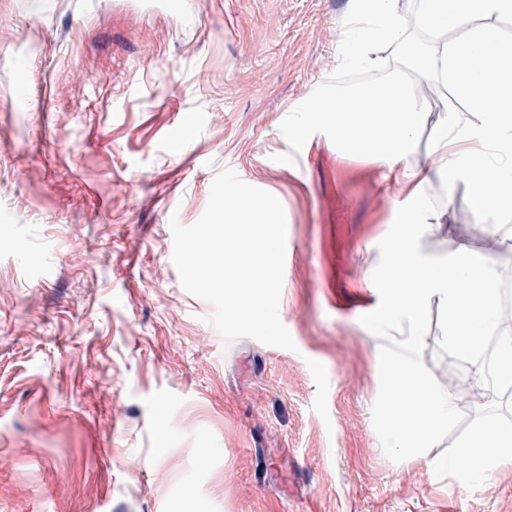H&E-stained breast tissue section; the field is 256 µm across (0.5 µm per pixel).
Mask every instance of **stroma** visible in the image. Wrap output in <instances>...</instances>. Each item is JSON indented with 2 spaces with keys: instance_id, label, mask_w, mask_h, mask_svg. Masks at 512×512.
Masks as SVG:
<instances>
[{
  "instance_id": "35a3bbf8",
  "label": "stroma",
  "mask_w": 512,
  "mask_h": 512,
  "mask_svg": "<svg viewBox=\"0 0 512 512\" xmlns=\"http://www.w3.org/2000/svg\"><path fill=\"white\" fill-rule=\"evenodd\" d=\"M349 0H0V512H512V464L452 468L512 401L460 402L405 462L382 447L368 283L404 194L298 112L343 75ZM233 169L279 195V316L296 348L226 340L180 284L171 218L194 224ZM445 261L482 254L469 181L422 187ZM425 305L412 358L448 360Z\"/></svg>"
}]
</instances>
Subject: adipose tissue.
<instances>
[{
	"mask_svg": "<svg viewBox=\"0 0 512 512\" xmlns=\"http://www.w3.org/2000/svg\"><path fill=\"white\" fill-rule=\"evenodd\" d=\"M512 15V0H420L418 25L435 34L464 31L463 39L421 49L407 37L400 21V0H350L349 28L356 35L340 57L341 64L372 63L378 40L393 44L411 78L395 77L387 86L357 87L328 94L305 104V111L331 119L344 153L380 152L389 174L414 189L397 219L387 244L389 264L370 281L382 298L368 325L393 337L395 345L419 346V326L428 299L448 309V341L470 360L475 379L486 374L480 342L498 326L499 293L492 257L474 261L467 245L448 260L433 263L417 247V234L440 231L444 213L431 209L421 186L431 178L453 185L468 178L475 211L506 222L512 235V51L505 50L491 19ZM450 89L455 100L468 104L471 118L459 123L453 104L432 147L428 170L409 168L410 155L423 121L413 76ZM377 367L384 381V400L392 411L379 431L385 447L413 456L452 426L458 416L454 392L425 379L417 364L386 354ZM458 463L476 477L503 463H512V433L483 424L462 441Z\"/></svg>",
	"mask_w": 512,
	"mask_h": 512,
	"instance_id": "1",
	"label": "adipose tissue"
}]
</instances>
